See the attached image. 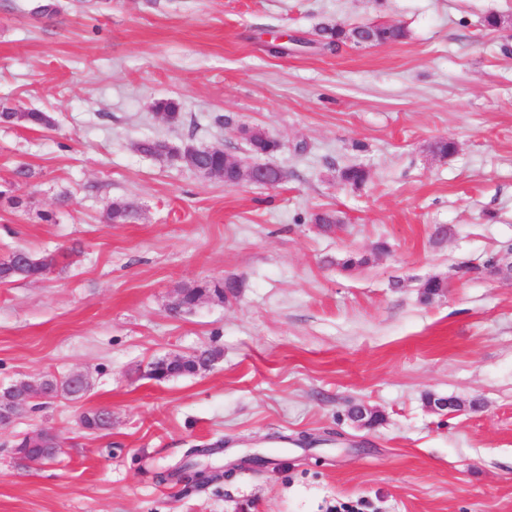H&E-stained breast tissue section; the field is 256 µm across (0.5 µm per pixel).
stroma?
Here are the masks:
<instances>
[{
  "label": "stroma",
  "mask_w": 512,
  "mask_h": 512,
  "mask_svg": "<svg viewBox=\"0 0 512 512\" xmlns=\"http://www.w3.org/2000/svg\"><path fill=\"white\" fill-rule=\"evenodd\" d=\"M491 13L512 0H0V104L55 120L0 124V260L56 259L0 283V388L92 381L0 428V512H512V279L458 273L512 248V30ZM369 22L405 37L313 43ZM280 35L297 47L272 53ZM166 98L181 123L154 111ZM255 126L282 143L273 188L136 149L246 160ZM443 138L455 153L434 152ZM350 165L362 186L341 182ZM121 200L131 217L107 223ZM351 253L365 265L343 269ZM227 278L236 298L168 315L180 287ZM201 348L210 371L149 378ZM358 404L379 422L349 420ZM99 409L111 429H85ZM39 430L60 435L56 463L13 454ZM213 444L223 478L159 481ZM358 30L355 27L346 29L344 27H336V24H324L319 29L320 36L322 37L320 44L332 52H337L342 44L355 38V33Z\"/></svg>",
  "instance_id": "obj_1"
}]
</instances>
